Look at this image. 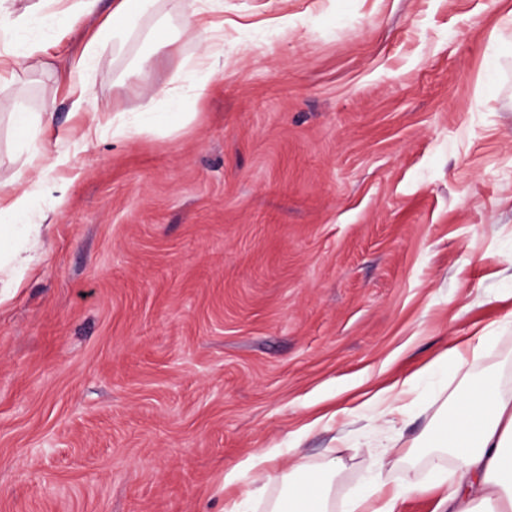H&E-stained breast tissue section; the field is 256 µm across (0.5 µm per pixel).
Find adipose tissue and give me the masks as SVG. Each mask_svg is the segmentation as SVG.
I'll return each mask as SVG.
<instances>
[{"label":"adipose tissue","mask_w":512,"mask_h":512,"mask_svg":"<svg viewBox=\"0 0 512 512\" xmlns=\"http://www.w3.org/2000/svg\"><path fill=\"white\" fill-rule=\"evenodd\" d=\"M159 0H113L112 15L86 45L72 65L74 78H82L110 37L128 34L130 23L153 13ZM200 14L190 15L186 26L192 29L202 53L198 66L216 70L224 63V31L203 18L204 13L220 12L224 0H200ZM25 20L6 27L13 47L0 51V85L11 87L14 98H22L25 88L17 81L22 63L40 58V41L23 38ZM168 115L155 111L145 102L134 116L118 112L112 117V138L127 140L155 131L167 124ZM28 154L26 170L14 176L16 188L6 206L0 207V261L15 271L28 268L31 252L43 235L39 224L23 223L32 194L24 189L27 169L43 166L44 158L35 143L24 146ZM427 446L440 457L451 459V476H437V487L444 493L434 512H512V395L500 389L497 378L488 377L462 394L448 397L440 410ZM287 485L286 495L274 502L271 512H333L330 494L335 468L309 470L297 464L275 474Z\"/></svg>","instance_id":"ef3b65f1"}]
</instances>
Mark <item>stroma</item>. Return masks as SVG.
<instances>
[{"label": "stroma", "mask_w": 512, "mask_h": 512, "mask_svg": "<svg viewBox=\"0 0 512 512\" xmlns=\"http://www.w3.org/2000/svg\"><path fill=\"white\" fill-rule=\"evenodd\" d=\"M197 7L160 0L107 45L77 113L70 69L112 0L30 28L54 67L18 72L28 110L55 109L28 216L48 231L0 288V512H224L259 448L335 466V512L375 475L433 512L415 439L464 377L512 391V0H224L208 75ZM184 63L192 120L113 141L114 111ZM10 95L2 183L26 158ZM480 335L481 358L425 375ZM408 379L396 411L366 409ZM201 8L186 19V28L192 29L198 40L202 53L198 66L202 70L215 71L220 65L224 66V30L212 22L198 16L207 12L224 13L223 0H199ZM275 448L258 449L249 453L235 466L224 473V486L230 488L237 485L245 476L271 479L270 464L278 457Z\"/></svg>", "instance_id": "stroma-1"}]
</instances>
